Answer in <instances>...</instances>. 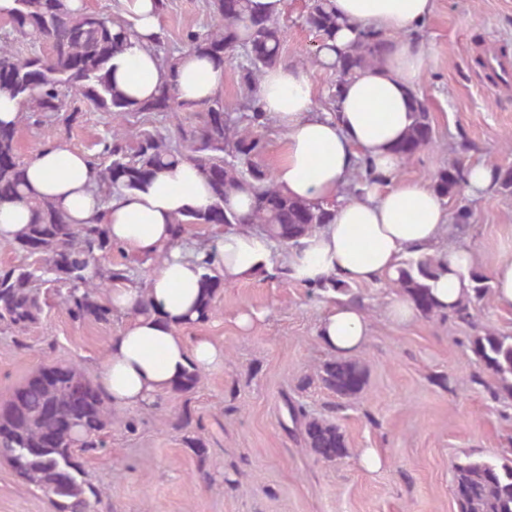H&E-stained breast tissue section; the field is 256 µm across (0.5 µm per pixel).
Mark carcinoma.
<instances>
[{"label": "carcinoma", "instance_id": "obj_1", "mask_svg": "<svg viewBox=\"0 0 512 512\" xmlns=\"http://www.w3.org/2000/svg\"><path fill=\"white\" fill-rule=\"evenodd\" d=\"M214 23L204 31L189 30L184 45L221 61L259 43L262 54L239 66L240 115L226 122L213 117L228 111L219 98L205 103L197 124H178L166 135L146 131L113 133L103 140L98 160L93 162L101 176V188L113 186L112 169L130 167L150 176L180 160L201 168L213 191L212 206L192 213L177 224L209 225L213 211L222 215V224H256L263 234L290 244L321 224L332 222L331 204L296 200L274 185L272 176L253 164L265 144L261 129L268 122L257 89L263 74L282 60V29L277 20L252 13L250 0H240L238 13L224 14V0H213ZM4 16L14 26L12 32L31 45L48 42L52 52H34L25 58L0 45V92L20 105L19 123L53 114L69 126L75 113L61 112L63 91L72 90L105 112L138 114L187 112L195 105L179 100L173 80L158 88L148 101H138L121 91L112 81V59L128 44L129 24L121 17L106 18L93 12H75L68 0H13ZM306 26L318 38V65L336 73L334 94L356 70L380 61L386 40L379 32L362 28L340 60L327 59L336 52L334 41L339 25L331 0H309L304 16ZM412 124L406 143L417 153L432 140L429 111L413 94ZM23 162L16 150V137L0 135V186L20 185ZM465 169L452 166L440 172L434 191L443 199L464 183ZM261 192L277 198L270 210L249 207L245 215L224 208V200L234 192ZM15 246L25 257H39L44 265L23 264L0 271V323L20 331L37 323L46 306L41 292L46 288L75 319L109 321L112 309L101 299V291L115 282L130 280V268L112 264V252L123 249L112 242L102 224H71L49 202L31 201V217ZM195 256L205 270L201 296L191 324L207 322L212 300L220 286L215 251L198 250ZM442 270L435 257L403 261L397 286L426 316L441 315L468 320L472 305L491 291L485 278L475 274L465 298L444 311L432 298L429 281ZM470 349L477 362L496 378L497 392L512 396V336L486 331L470 337ZM54 375L35 371L24 384L0 404V458L7 461L22 484L48 494L55 512H94L101 491L87 479L77 452L97 448L100 436L112 426V404L98 386L74 363L52 364ZM364 367L351 360H331L318 372L322 385L342 398L357 396L364 385ZM291 419L303 424L305 444L326 460L347 452L335 424L310 418L293 405ZM53 435L56 441L46 442ZM455 484L467 490L460 512H512V458H467L453 465Z\"/></svg>", "mask_w": 512, "mask_h": 512}]
</instances>
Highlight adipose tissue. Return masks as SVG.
Instances as JSON below:
<instances>
[{
  "instance_id": "ef3b65f1",
  "label": "adipose tissue",
  "mask_w": 512,
  "mask_h": 512,
  "mask_svg": "<svg viewBox=\"0 0 512 512\" xmlns=\"http://www.w3.org/2000/svg\"><path fill=\"white\" fill-rule=\"evenodd\" d=\"M342 25L337 50H345L359 28L392 36L379 65L357 70L342 86L337 109L320 112L304 73L281 64L269 69L260 103L284 132L285 151L273 171L277 186L304 201H335L333 220L288 246L282 268L293 281L315 285L328 278L346 284L394 282L404 257L442 258L444 269L431 293L442 307L463 298L477 266L466 245L441 248L453 226L445 207L425 184L395 181L405 160L400 148L412 123L411 93L426 68L428 53L402 41L431 14L434 0H331ZM132 22L126 51L114 59L113 79L126 94L152 97L169 72H176L181 101L203 103L224 85L223 63L182 51L167 68L149 49L160 33L158 0H123ZM369 159L381 178L358 197L339 198L359 159ZM99 173L87 156L59 141L38 149L25 165L21 191L48 197L75 224L106 225L127 254L151 260L144 285H117L109 293L113 311L128 322L109 343L99 385L116 407H147L189 369L206 370L224 353L211 341L187 344L180 325L200 296L203 269L184 251L175 222L207 209L211 188L200 170L182 161L158 170L135 189L103 197ZM22 198L0 203V240H13L31 212ZM276 243L263 235L226 227L215 247V265L227 283L253 279L274 264ZM155 311L139 314L143 299ZM317 335L341 354L358 353L369 336L363 310L342 301L322 318Z\"/></svg>"
}]
</instances>
